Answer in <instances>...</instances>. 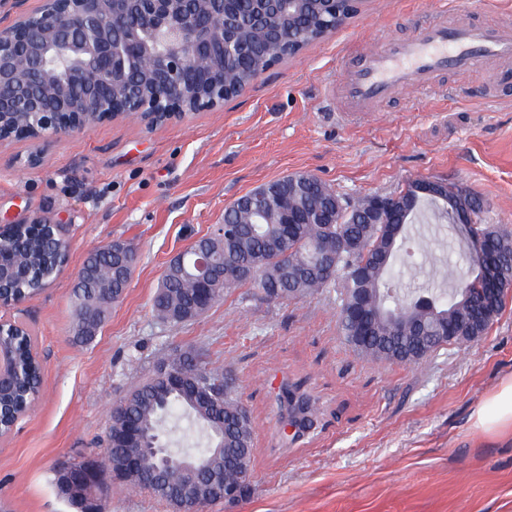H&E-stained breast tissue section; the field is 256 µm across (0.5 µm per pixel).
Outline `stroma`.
<instances>
[{"label":"stroma","mask_w":512,"mask_h":512,"mask_svg":"<svg viewBox=\"0 0 512 512\" xmlns=\"http://www.w3.org/2000/svg\"><path fill=\"white\" fill-rule=\"evenodd\" d=\"M512 22V0H366L360 13L239 96L180 122L119 119L46 139L0 142V225L38 219L68 245L60 271L36 296L1 304L23 325L42 388L0 438V505L7 512H69L51 470L106 446L111 409L158 363L194 349L224 374L254 423L251 493L203 512H512V433L476 428L474 411L512 375V293L486 334L416 364L358 355L339 325L340 284L272 300L230 289L194 320L158 318L152 299L173 256L221 234L224 211L278 178L307 173L347 198L395 195L442 181L479 200V223L512 229V88L486 95V65L446 73L437 92L381 103L338 119L325 91L346 49L379 32L408 36L437 13ZM114 241L138 253L128 286L96 338L71 341L70 291L87 253ZM461 225L431 203L408 227L393 281L400 295L442 292L433 266L466 272ZM300 380L320 402L316 432L279 442L273 395ZM171 448L203 452L187 415L164 417ZM110 512H171L148 491L113 483Z\"/></svg>","instance_id":"1"}]
</instances>
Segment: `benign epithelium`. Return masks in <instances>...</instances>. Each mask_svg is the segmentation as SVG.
Segmentation results:
<instances>
[{
	"instance_id": "1",
	"label": "benign epithelium",
	"mask_w": 512,
	"mask_h": 512,
	"mask_svg": "<svg viewBox=\"0 0 512 512\" xmlns=\"http://www.w3.org/2000/svg\"><path fill=\"white\" fill-rule=\"evenodd\" d=\"M341 2L318 0L320 11L333 18L323 34L347 21L338 10ZM308 3L310 0H252L251 21L261 25L280 19V25L267 28L269 40L280 42L283 23ZM235 5L236 0H42L36 12L0 27V141L13 139L9 131L21 120L32 137L42 138L82 129L92 122L124 118L130 112L154 126L223 106L222 80L187 90L189 65L216 46L237 49L241 31L234 20ZM131 17L138 23L128 24ZM468 199L463 190L448 186V217L464 226L470 258L480 268L478 278L460 293L461 304L483 310L501 291L500 262L484 233L474 230ZM389 207V198L369 197V221L380 220ZM360 247L356 239L338 238L334 251L324 254L316 271L332 279L338 260ZM172 262L188 265L197 287L208 292L210 262L205 252L197 248L183 251ZM342 318L357 337L371 335L370 319L362 305L345 308ZM437 335L448 338L452 345L474 340L461 322H440ZM159 371L168 388L179 392L191 383L210 397L208 383L196 374L188 378L184 364L163 362ZM20 372L14 349L1 344L0 391L9 388ZM145 452L154 459L157 473L203 466L202 456L178 454L163 443ZM75 469L93 487L81 512H106L108 486L114 481L125 483L137 476L144 487L151 486L142 460L133 455L116 459L109 470L101 469L94 456ZM202 506L187 486L175 512H200Z\"/></svg>"
}]
</instances>
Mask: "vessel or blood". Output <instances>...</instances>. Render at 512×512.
<instances>
[{"label": "vessel or blood", "instance_id": "obj_1", "mask_svg": "<svg viewBox=\"0 0 512 512\" xmlns=\"http://www.w3.org/2000/svg\"><path fill=\"white\" fill-rule=\"evenodd\" d=\"M511 58L512 26L452 25L440 15L419 24L411 36L352 48L336 84V108L361 118L380 102L438 87L446 72Z\"/></svg>", "mask_w": 512, "mask_h": 512}]
</instances>
